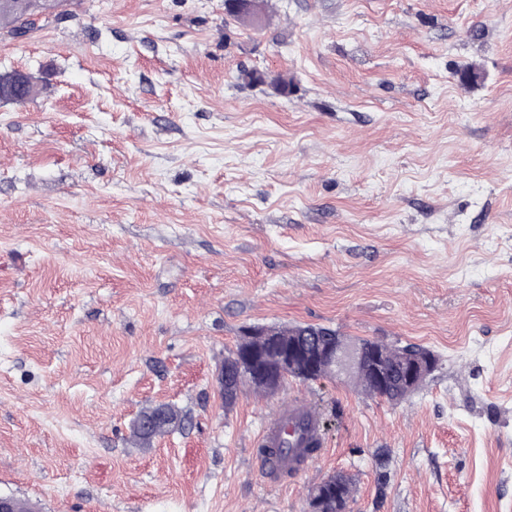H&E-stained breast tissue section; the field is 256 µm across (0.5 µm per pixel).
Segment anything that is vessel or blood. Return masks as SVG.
Returning a JSON list of instances; mask_svg holds the SVG:
<instances>
[{"label":"vessel or blood","instance_id":"b4317fda","mask_svg":"<svg viewBox=\"0 0 512 512\" xmlns=\"http://www.w3.org/2000/svg\"><path fill=\"white\" fill-rule=\"evenodd\" d=\"M287 426L296 428L297 433L293 448L284 452L280 445L282 430ZM319 441L318 418L315 413L304 406L288 403L280 408L276 420L262 430L257 440L258 446L265 450L259 458L260 468L265 472L282 468L301 471L312 463L309 449L318 445Z\"/></svg>","mask_w":512,"mask_h":512}]
</instances>
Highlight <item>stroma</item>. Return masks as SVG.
<instances>
[{"instance_id": "35a3bbf8", "label": "stroma", "mask_w": 512, "mask_h": 512, "mask_svg": "<svg viewBox=\"0 0 512 512\" xmlns=\"http://www.w3.org/2000/svg\"><path fill=\"white\" fill-rule=\"evenodd\" d=\"M75 0L0 35V495L37 512H512V0ZM432 350L406 401L244 388L252 327ZM307 471L263 473L279 407ZM183 428L143 446L137 416ZM288 425V431L293 432L295 426L297 433L295 436V447L288 448V453L276 452L271 456L263 454L259 457L260 468L264 472H271L275 469H282L288 467L285 472L280 474L301 471L311 464L318 456L319 452L310 456L314 452L307 451L308 446H318L320 448L321 437L318 432V417L314 412L304 406L296 405L293 401H289L288 405L280 408L276 420L269 426L265 427L258 440L257 446L261 448H280L282 442L283 427ZM320 441V442H319ZM322 448V447H321ZM320 448V450H321Z\"/></svg>"}]
</instances>
